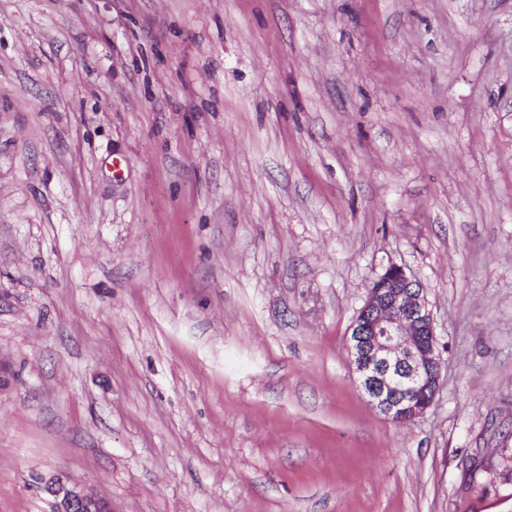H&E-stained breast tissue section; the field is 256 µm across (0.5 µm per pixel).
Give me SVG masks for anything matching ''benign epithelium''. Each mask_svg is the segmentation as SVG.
I'll return each mask as SVG.
<instances>
[{
	"instance_id": "benign-epithelium-1",
	"label": "benign epithelium",
	"mask_w": 512,
	"mask_h": 512,
	"mask_svg": "<svg viewBox=\"0 0 512 512\" xmlns=\"http://www.w3.org/2000/svg\"><path fill=\"white\" fill-rule=\"evenodd\" d=\"M403 267L391 264L367 289L350 327L348 352L357 383L386 418L401 422L422 416L440 385L443 358L425 289ZM53 512H73L84 489L58 476L47 486Z\"/></svg>"
}]
</instances>
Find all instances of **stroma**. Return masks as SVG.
<instances>
[{"mask_svg": "<svg viewBox=\"0 0 512 512\" xmlns=\"http://www.w3.org/2000/svg\"><path fill=\"white\" fill-rule=\"evenodd\" d=\"M444 359L396 423L389 264ZM512 0H0V512H512ZM348 352L357 383L386 418L410 422L433 403L444 362L425 289L403 267L389 265L368 287ZM47 490L56 500L53 512H72L75 502L86 500L84 489L76 484H71L63 476L53 478L47 486Z\"/></svg>", "mask_w": 512, "mask_h": 512, "instance_id": "35a3bbf8", "label": "stroma"}]
</instances>
